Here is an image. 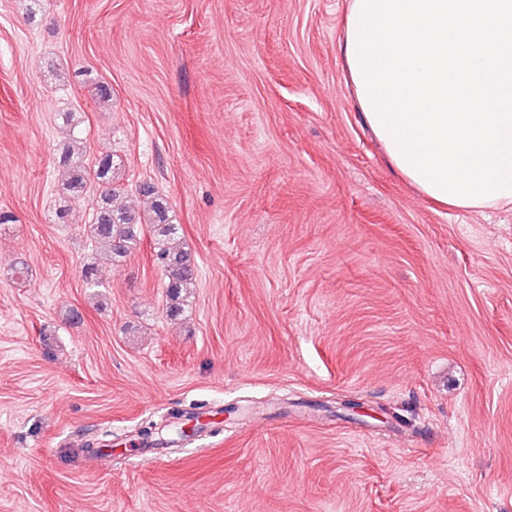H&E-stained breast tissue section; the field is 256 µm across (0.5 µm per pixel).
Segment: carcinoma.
Instances as JSON below:
<instances>
[{
	"instance_id": "1",
	"label": "carcinoma",
	"mask_w": 512,
	"mask_h": 512,
	"mask_svg": "<svg viewBox=\"0 0 512 512\" xmlns=\"http://www.w3.org/2000/svg\"><path fill=\"white\" fill-rule=\"evenodd\" d=\"M84 148L81 139L72 138L60 156V165L69 174L66 191L71 197L77 199L82 196L88 182L93 179L102 186L90 223L84 225L96 253L107 254L114 263L123 261L140 243L141 226H148L154 242L155 260L165 277L167 315L171 318L180 315L184 302L192 296L195 288V266L191 253L177 243L179 225L169 220L168 201L154 197L153 189L146 186L141 189L142 195L154 197L149 216L142 217L130 207L118 203L120 191L114 187L116 163L113 155L102 156L89 170L84 162ZM96 272V262L90 261L85 265V286L95 296L103 287Z\"/></svg>"
}]
</instances>
